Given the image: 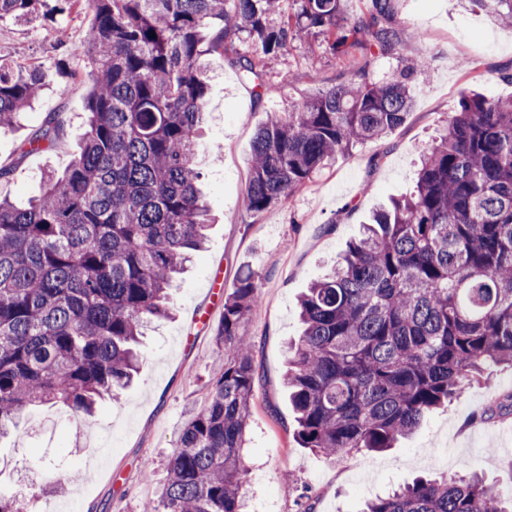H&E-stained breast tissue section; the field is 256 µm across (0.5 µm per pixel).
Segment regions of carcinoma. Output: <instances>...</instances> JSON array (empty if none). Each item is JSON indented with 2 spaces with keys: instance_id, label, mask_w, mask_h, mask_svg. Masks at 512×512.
<instances>
[{
  "instance_id": "carcinoma-1",
  "label": "carcinoma",
  "mask_w": 512,
  "mask_h": 512,
  "mask_svg": "<svg viewBox=\"0 0 512 512\" xmlns=\"http://www.w3.org/2000/svg\"><path fill=\"white\" fill-rule=\"evenodd\" d=\"M45 0H0V21L32 24ZM93 15L77 48L90 68L88 129L26 207L0 196V434L30 407L91 416L140 369L144 328L171 315L168 290L207 240L195 166L208 89L203 56L235 57L261 93L292 41L321 36L338 54L391 51L394 0L351 18L344 0H61ZM498 23L512 0H472ZM0 48V131L15 129L51 83ZM410 63L383 81L365 70L275 112L254 139L244 203L270 213L338 153L376 141L414 106ZM66 79L82 74L66 59ZM45 118L22 153L60 142ZM261 305L251 272L224 298L214 331L224 362L180 431L160 496L143 512H244L242 451L256 369L246 317ZM301 336L285 384L293 437L327 458L382 452L435 410L512 367V98L472 91L424 151L413 194L377 211L330 273L300 298ZM360 512H512V495L472 475L418 480Z\"/></svg>"
}]
</instances>
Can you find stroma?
Segmentation results:
<instances>
[{
  "label": "stroma",
  "instance_id": "stroma-1",
  "mask_svg": "<svg viewBox=\"0 0 512 512\" xmlns=\"http://www.w3.org/2000/svg\"><path fill=\"white\" fill-rule=\"evenodd\" d=\"M91 17L51 13L34 27L0 22V46L14 63L54 67L74 50ZM391 25L394 50L368 57L341 56L323 38L289 44L270 66L266 90L255 95L234 63L250 53L240 38L225 54L206 56V118L195 165L202 176L211 226L204 251L170 290L173 316L141 339L142 368L119 402H105L90 418L58 405L32 407L18 428L0 438V493L22 512H52L79 500L80 512H141L156 498L184 421L203 403L223 352L213 324L197 311L223 307L240 273L256 275L263 304L243 331L255 344L259 378L246 429L242 495L248 512H294L300 492L315 512H356L367 499L418 477L478 472L512 488V416L486 408L512 394V369L495 367L485 384L432 413L396 448L355 451L330 460L294 440V415L284 385L285 344L301 332L298 299L357 237L372 212L409 193L422 151L442 135L462 95L477 90L512 98V27L493 23L460 0H397ZM421 70L411 87L415 104L405 122L381 140L337 155L301 190L270 214L255 217L243 204L252 143L271 113L287 111L311 94L345 83L358 69L384 80L405 62ZM86 84L67 94L49 86L21 125L0 133V166L13 170L0 193L19 204L38 193L45 171H63L87 129ZM59 113L64 138L55 150L22 155L21 146L47 113ZM58 468L62 492L46 490L37 464Z\"/></svg>",
  "mask_w": 512,
  "mask_h": 512
}]
</instances>
